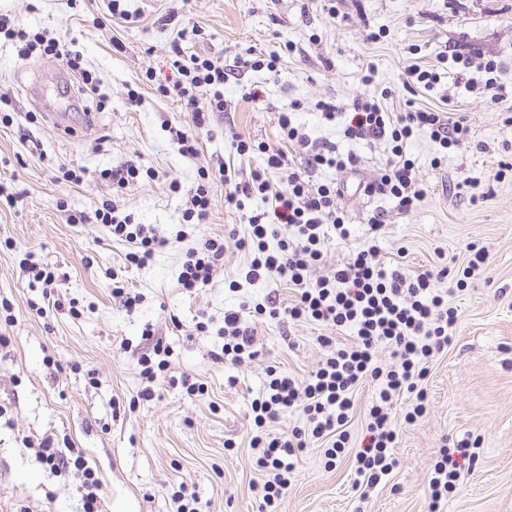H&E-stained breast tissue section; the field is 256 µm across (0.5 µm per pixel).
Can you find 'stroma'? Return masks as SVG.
<instances>
[{"label": "stroma", "instance_id": "1", "mask_svg": "<svg viewBox=\"0 0 512 512\" xmlns=\"http://www.w3.org/2000/svg\"><path fill=\"white\" fill-rule=\"evenodd\" d=\"M127 6L139 22L102 28L101 0H0V14L27 31L47 28L74 42L107 99L91 132L71 137L55 130L26 87L41 77L48 98L64 101L59 61H19L15 43L0 41V96L14 114L13 126H0V182L18 196L11 205L0 201V301L13 315L9 324L0 318V331L10 336L0 346V512H82L75 485L36 457L46 438L57 448L82 449L101 482V512H179L182 488L195 495L197 512H258L255 486L263 473L249 445L250 402L270 368L301 377L315 369L325 355L316 341L322 329L292 326L287 341L275 322L247 313L258 357L240 367L221 362L225 311L244 300L263 302L273 282L231 291L230 281L249 264L235 246L247 222L225 206L224 185L215 187L206 223L187 225L184 198L170 192L169 182L191 185L202 166L248 172L249 161L233 148L235 137L280 146L278 113L292 100L301 103L294 118L308 135L361 159L353 172L324 168L311 175L316 182L345 183L339 204L352 226L349 240L328 243L317 275L373 244L385 257L406 247L412 271L430 267L442 253L463 258L469 243L483 247L487 261L481 276L450 297L459 312L456 332L447 353L432 363L424 414L397 425L399 467L363 501L355 488L354 449L328 468L320 447L307 448L278 512H429L438 451L467 436L478 440L477 466L461 474L441 512H512V179L490 178L498 160H512V128L501 121L512 105L468 93L454 73L442 74L430 92L411 94L402 86L409 64L435 63L448 45L508 61L501 80L512 85V0H339L335 20L319 0H127ZM172 7L208 34L203 42L185 39L187 52H208L228 64L249 52L281 55L278 74L250 71L225 84L224 113L201 133L194 159L179 153L170 134L171 127L191 126L190 113L160 97L145 78L149 70L160 79L169 75L176 31L157 19ZM372 31L380 32L379 41L368 40ZM116 40L122 50L113 48ZM369 64L375 90L396 92L389 108L402 110L409 101L437 108L442 95L452 94L457 112L487 147L449 152L436 166L437 145L419 133L410 150L428 193L406 215L394 199L357 190L381 167L382 146L346 140L342 122H326L315 108L320 99L345 107L364 93L359 74ZM132 88L141 94L135 107L127 100ZM252 89L260 101L245 100ZM36 139L43 153L33 151ZM129 161L154 171V179L113 189L104 170ZM62 164L86 168L89 176L76 185L59 183ZM465 177L476 182L478 197L456 193L455 183ZM106 200L166 239L147 266H128V245L103 225L77 223ZM378 211L389 220L376 239L368 220ZM218 235L226 241L222 268L208 285L186 292L178 284L186 251ZM30 252L56 272L51 297L59 308L36 313L42 290L30 287L20 269ZM117 281L141 297L132 311L113 299ZM146 329L152 340L143 338ZM156 338L168 348V366L154 397L144 401L137 397L139 359ZM186 376L204 384V395H187Z\"/></svg>", "mask_w": 512, "mask_h": 512}]
</instances>
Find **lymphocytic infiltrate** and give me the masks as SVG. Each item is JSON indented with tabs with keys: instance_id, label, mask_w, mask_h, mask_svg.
<instances>
[{
	"instance_id": "obj_1",
	"label": "lymphocytic infiltrate",
	"mask_w": 512,
	"mask_h": 512,
	"mask_svg": "<svg viewBox=\"0 0 512 512\" xmlns=\"http://www.w3.org/2000/svg\"><path fill=\"white\" fill-rule=\"evenodd\" d=\"M0 36L18 42L20 60L40 56L60 61L81 78L87 90L96 91L98 80L87 68L83 54L50 31L27 33L1 14ZM169 64L175 76L158 85L157 91L191 112L192 128L174 127L170 133L179 152L193 159L199 154V130L224 109L225 84L248 70L277 73L279 57L274 53L239 56L228 65L217 56L186 54L178 41L171 45ZM443 66L466 76L469 93L500 102L512 98V86L499 80L505 67L502 60L456 50L440 52L433 65H408L404 88L411 92L433 90ZM391 96V89L385 88L377 95L364 93L354 98L343 135L352 141L368 140L383 146L385 164L362 190L369 196L392 197L399 213L406 214L426 195L409 152L416 134L428 132L444 153L462 147L480 150L484 144L463 117L430 107L392 112L385 104ZM278 126L282 141L278 148L236 139V153L257 160L248 175H239L228 167L213 172L202 166L190 188H183L175 179L169 184L171 192L184 195L182 217L189 224L207 219L217 181L226 187L229 207L244 209L246 199L256 196L265 200V209L249 216L248 233L238 238L235 246L250 257L247 282L272 275L287 285L294 297L284 301L278 292H270L265 302L255 305V313L284 326L312 321L331 329L330 334L319 336L326 354L306 379L270 370L263 392L250 403L255 426L250 445L259 449L256 463L268 474L259 488L265 510L286 494L299 458L310 442L321 443L327 463H334L343 453L350 438L348 425L356 394L368 381L373 382L375 393L368 408L366 434L356 453V485L361 498H368L370 490L397 468L394 449L398 434L392 409L397 402L408 401L410 408L404 416L408 422L425 412L430 365L447 351L458 321L456 308L448 304V293L467 287L469 279L483 273L486 263L484 249L468 246L462 275L454 279L445 265L407 271L404 248H397L394 257L387 259L378 246L372 245L350 253L331 275L314 277L330 237L345 240L351 230L343 209L336 204L342 194L341 184L312 183L302 170L326 166L344 173L355 170L360 159L337 153L333 143L311 139L294 126L289 112H280ZM93 215L113 238L129 244L125 259L131 265H147L164 244L149 225L134 223L131 216L121 214L110 203L96 206ZM283 224L291 227L290 236H280ZM224 251L220 236L188 250L178 278L180 287L190 292L212 281ZM342 328L353 331L344 343L335 337L336 330ZM220 333L224 337L222 352L231 364L240 366L256 357L254 336L244 325L241 312H225ZM382 349L390 353L389 364L377 359ZM296 408L303 412L304 426L288 433L268 432V424ZM470 446L465 438L457 442L454 451L440 449L430 472L431 512H438L442 498L455 487L458 462L470 458ZM37 457L50 471L71 477L82 494L83 512H99L100 482L80 449L64 452L45 440L38 446Z\"/></svg>"
}]
</instances>
